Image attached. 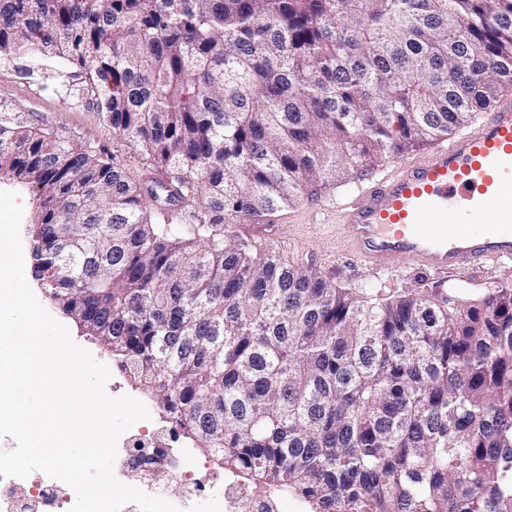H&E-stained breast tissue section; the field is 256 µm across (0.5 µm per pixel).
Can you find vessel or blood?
I'll use <instances>...</instances> for the list:
<instances>
[{
	"mask_svg": "<svg viewBox=\"0 0 512 512\" xmlns=\"http://www.w3.org/2000/svg\"><path fill=\"white\" fill-rule=\"evenodd\" d=\"M344 255L439 273L512 261V99L434 152L400 159L335 207Z\"/></svg>",
	"mask_w": 512,
	"mask_h": 512,
	"instance_id": "1",
	"label": "vessel or blood"
}]
</instances>
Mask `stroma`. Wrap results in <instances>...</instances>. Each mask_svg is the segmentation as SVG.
I'll list each match as a JSON object with an SVG mask.
<instances>
[{"label": "stroma", "instance_id": "1", "mask_svg": "<svg viewBox=\"0 0 512 512\" xmlns=\"http://www.w3.org/2000/svg\"><path fill=\"white\" fill-rule=\"evenodd\" d=\"M76 66L46 57L0 60V119L11 127L49 133L54 139L82 147L101 158L117 156L134 177L148 181L162 173L152 157L128 149L117 139L77 77ZM355 184L321 186L313 198L278 212L265 233H280L274 252L333 278L337 285L358 289L377 284L385 294L440 296L449 287L472 289L512 286V263H490L472 273L441 274L411 268L396 260L386 271H374L339 257L335 234L324 228L325 206L352 194Z\"/></svg>", "mask_w": 512, "mask_h": 512}]
</instances>
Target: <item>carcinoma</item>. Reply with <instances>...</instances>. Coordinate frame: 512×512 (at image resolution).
Wrapping results in <instances>:
<instances>
[{
  "label": "carcinoma",
  "instance_id": "obj_1",
  "mask_svg": "<svg viewBox=\"0 0 512 512\" xmlns=\"http://www.w3.org/2000/svg\"><path fill=\"white\" fill-rule=\"evenodd\" d=\"M157 185L0 124L33 279L224 470L313 512H512V286L341 288L218 226L450 138L512 88V0H0Z\"/></svg>",
  "mask_w": 512,
  "mask_h": 512
}]
</instances>
